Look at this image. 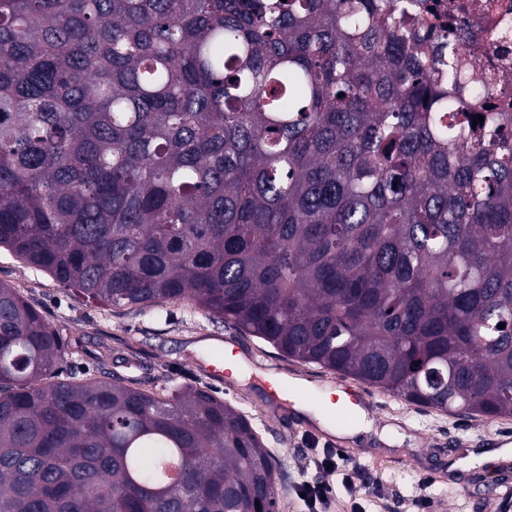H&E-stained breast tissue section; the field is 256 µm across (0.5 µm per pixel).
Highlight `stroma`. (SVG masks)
Listing matches in <instances>:
<instances>
[{"mask_svg": "<svg viewBox=\"0 0 512 512\" xmlns=\"http://www.w3.org/2000/svg\"><path fill=\"white\" fill-rule=\"evenodd\" d=\"M0 281L33 302L66 337V372L80 378L96 374L100 351L108 346L111 370L141 382L166 373L176 382L211 389L249 417L281 464L279 512H307L298 489L321 478L312 459L328 449L340 451V475L350 473L352 483L334 478L335 492L321 512H500L502 500H512V457L476 459L499 443L512 445V418L449 415L367 385L363 391L374 401L368 415L376 431L349 439L338 434L345 419L333 418L328 430L294 408L299 400L321 407V390L336 387L341 376L284 358L262 340L211 319L192 302L143 313L88 306L4 249ZM212 340L245 360L220 380L208 372ZM271 379L288 384L303 379L310 387L302 396L277 402L266 388Z\"/></svg>", "mask_w": 512, "mask_h": 512, "instance_id": "1", "label": "stroma"}]
</instances>
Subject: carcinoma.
<instances>
[{"label":"carcinoma","mask_w":512,"mask_h":512,"mask_svg":"<svg viewBox=\"0 0 512 512\" xmlns=\"http://www.w3.org/2000/svg\"><path fill=\"white\" fill-rule=\"evenodd\" d=\"M424 9L0 0V249L89 306L189 300L409 404L512 418V112ZM65 354L0 282V512H278L280 468L209 388Z\"/></svg>","instance_id":"obj_1"}]
</instances>
